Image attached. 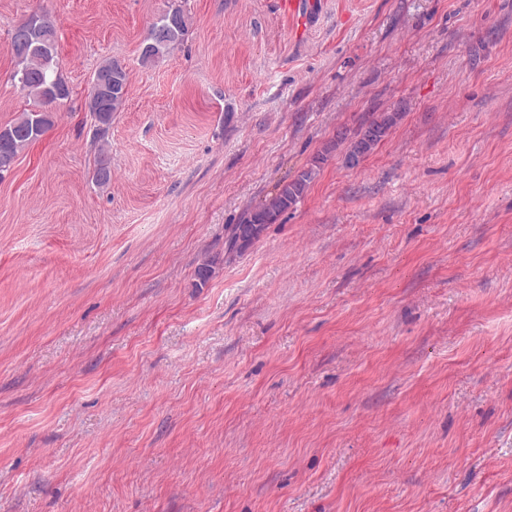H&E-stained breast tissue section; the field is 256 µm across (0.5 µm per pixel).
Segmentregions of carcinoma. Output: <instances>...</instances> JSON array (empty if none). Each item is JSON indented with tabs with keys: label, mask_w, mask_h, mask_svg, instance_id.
Here are the masks:
<instances>
[{
	"label": "carcinoma",
	"mask_w": 512,
	"mask_h": 512,
	"mask_svg": "<svg viewBox=\"0 0 512 512\" xmlns=\"http://www.w3.org/2000/svg\"><path fill=\"white\" fill-rule=\"evenodd\" d=\"M190 29V18L181 5L170 3L167 9L153 22L145 42L149 50L142 51L141 62L152 63L185 41ZM9 52L15 61L12 80L33 100V108L21 112L11 123L0 127V177L14 165L18 155L34 143L33 132L45 133L52 125L51 113L43 111L54 90L68 86L57 68V39L55 27L50 26L41 34L39 46L26 45L10 33ZM94 75L112 78V88L104 93L97 108L90 111L94 121V138L100 142L94 157L92 178L105 185L112 179V156L108 131L116 114L123 110L127 99L129 73L117 59L108 58L95 69ZM400 118L399 110L374 113L366 118L352 133L342 130L334 142L324 147V154L312 160L290 181L282 184L278 192L265 204L248 212L243 220L229 229L225 240L228 253L241 252L258 241L267 226L275 223L285 211L293 208L305 195L315 179L320 164L327 155L339 146H345V160L355 167L389 134ZM218 258L206 256L196 268L199 284H205L212 276Z\"/></svg>",
	"instance_id": "1"
}]
</instances>
